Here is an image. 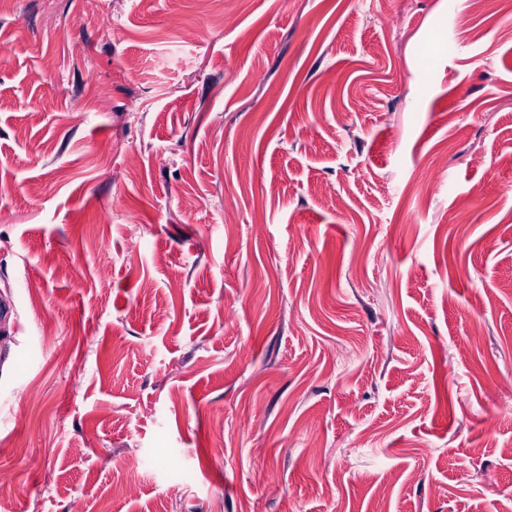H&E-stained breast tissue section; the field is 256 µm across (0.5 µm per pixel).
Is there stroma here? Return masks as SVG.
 <instances>
[{
  "instance_id": "obj_1",
  "label": "stroma",
  "mask_w": 512,
  "mask_h": 512,
  "mask_svg": "<svg viewBox=\"0 0 512 512\" xmlns=\"http://www.w3.org/2000/svg\"><path fill=\"white\" fill-rule=\"evenodd\" d=\"M1 297L13 512H512V11L0 0Z\"/></svg>"
}]
</instances>
